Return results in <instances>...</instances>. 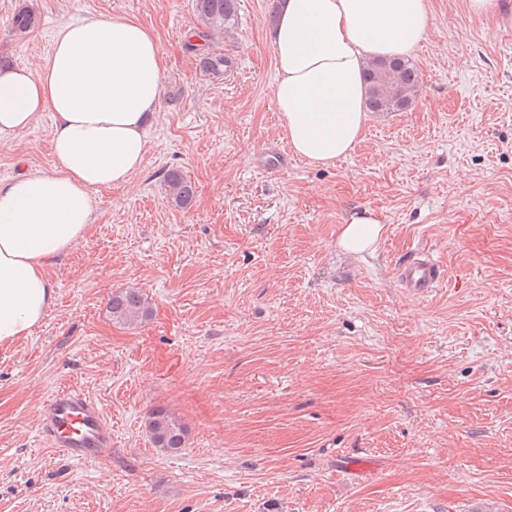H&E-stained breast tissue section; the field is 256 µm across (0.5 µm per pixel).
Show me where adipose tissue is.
<instances>
[{
    "instance_id": "adipose-tissue-1",
    "label": "adipose tissue",
    "mask_w": 512,
    "mask_h": 512,
    "mask_svg": "<svg viewBox=\"0 0 512 512\" xmlns=\"http://www.w3.org/2000/svg\"><path fill=\"white\" fill-rule=\"evenodd\" d=\"M429 0H277L270 33L273 98L292 152L316 166L348 156L367 113L364 68L404 56L428 34ZM164 57L155 34L125 15L63 25L38 70L0 68V138L53 116V165L0 185V346L30 335L55 300L47 269L87 233L95 193L126 185L161 110ZM376 212H353L337 245L374 249Z\"/></svg>"
}]
</instances>
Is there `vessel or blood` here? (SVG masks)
Here are the masks:
<instances>
[{"mask_svg": "<svg viewBox=\"0 0 512 512\" xmlns=\"http://www.w3.org/2000/svg\"><path fill=\"white\" fill-rule=\"evenodd\" d=\"M396 278L406 293L424 296L440 283L442 271L428 254L416 252L399 262ZM39 427L50 447L76 462H96L112 446V430L102 408L75 390L56 392L44 401Z\"/></svg>", "mask_w": 512, "mask_h": 512, "instance_id": "vessel-or-blood-1", "label": "vessel or blood"}]
</instances>
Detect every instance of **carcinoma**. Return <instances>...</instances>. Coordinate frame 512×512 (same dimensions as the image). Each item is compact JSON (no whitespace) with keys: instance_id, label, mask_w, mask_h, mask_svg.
<instances>
[{"instance_id":"cac0c4a2","label":"carcinoma","mask_w":512,"mask_h":512,"mask_svg":"<svg viewBox=\"0 0 512 512\" xmlns=\"http://www.w3.org/2000/svg\"><path fill=\"white\" fill-rule=\"evenodd\" d=\"M200 20L211 31H230L238 21L239 0H195ZM36 25V15L20 8L12 18L13 30L26 33ZM209 38L204 32H191L187 46L202 52V66L210 74L221 76L232 67L231 59L222 53L202 51V45L192 38ZM366 107L372 112H399L409 108L419 88V72L405 58L377 57L368 61L364 71ZM169 195L175 203L186 206L194 197V188L179 172L167 173ZM112 320L132 326L149 317L148 297L139 288H125L112 294L109 300ZM148 431L153 447L163 454H178L186 446L187 427L178 418L158 409L150 413Z\"/></svg>"}]
</instances>
